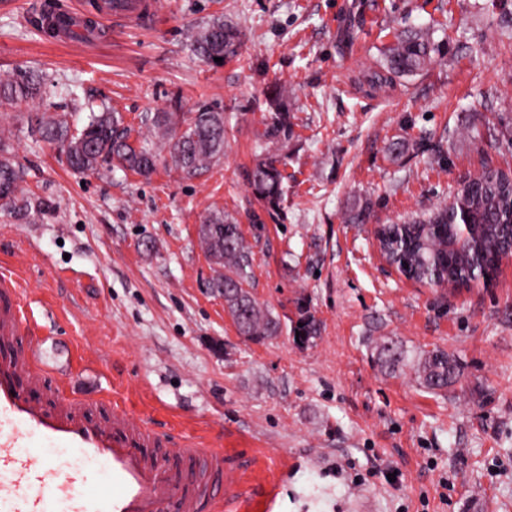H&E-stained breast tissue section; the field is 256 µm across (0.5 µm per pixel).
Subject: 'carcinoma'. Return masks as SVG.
<instances>
[{"mask_svg": "<svg viewBox=\"0 0 512 512\" xmlns=\"http://www.w3.org/2000/svg\"><path fill=\"white\" fill-rule=\"evenodd\" d=\"M192 52L207 63L220 57H234L241 43L238 25L215 16L189 32ZM437 48L426 35H402L396 39L385 62L390 74L409 75L431 61ZM40 76L33 71H19L0 79V106L36 98ZM275 107L272 123L276 131L288 135L290 116L285 102V88L270 92ZM153 135L147 136L124 125L122 117L104 109L90 116L89 122L75 131L55 118L35 117L34 130L50 144L68 145L69 167L78 173L97 169L111 162L125 172L150 178L156 171V147L171 144V159L185 177L194 178L220 164L226 147L224 112L201 107L189 117L179 112H159L151 123ZM280 160L262 152L250 174L254 195L268 208H279L287 176L279 168ZM21 171L0 145V207L8 211L37 209L32 197L18 198ZM468 211L473 226L461 237L457 224ZM200 238L214 263L224 269L216 287L224 293V302L240 335L260 342L282 332L273 315L260 308L253 296L250 268L253 253L246 245L236 220L216 209L200 225ZM376 238L385 257L407 278L445 288L450 284L467 285L476 280L489 281L497 272V261L512 246V174L485 168L463 182L453 201L431 211L423 221L411 224H383ZM294 327L299 340L306 342L319 335L320 325L309 310L301 311ZM388 366L406 360L402 350L391 343L381 346ZM419 385L429 391H446L464 376L463 368L448 351L435 347L424 352L415 365Z\"/></svg>", "mask_w": 512, "mask_h": 512, "instance_id": "1", "label": "carcinoma"}]
</instances>
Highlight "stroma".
Masks as SVG:
<instances>
[{
    "mask_svg": "<svg viewBox=\"0 0 512 512\" xmlns=\"http://www.w3.org/2000/svg\"><path fill=\"white\" fill-rule=\"evenodd\" d=\"M79 2L0 0V76L44 77L39 103L0 107L20 189L41 202L0 212V268L52 334L44 364L69 369L75 396L123 399L252 458L242 484L274 479L273 512H512V260L488 284L448 291L406 278L375 241L378 225L425 218L481 168H512V0H162L151 21L107 19L71 43L41 32L46 6ZM215 15L242 31L220 67L187 42ZM412 29L438 45L432 62L378 85L386 49ZM275 84L293 135L267 142L288 176L272 211L249 173ZM88 101L135 128L212 107L229 146L191 179L165 150L147 180L106 162L80 174L30 120L79 129ZM357 201L366 223L348 221ZM214 209L237 220L252 293L283 326L265 342L239 335L212 286L199 227ZM303 305L321 325L306 343L291 332ZM384 342L408 365L383 367ZM436 347L465 368L441 393L410 365Z\"/></svg>",
    "mask_w": 512,
    "mask_h": 512,
    "instance_id": "stroma-1",
    "label": "stroma"
}]
</instances>
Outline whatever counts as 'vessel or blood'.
<instances>
[{
    "instance_id": "obj_1",
    "label": "vessel or blood",
    "mask_w": 512,
    "mask_h": 512,
    "mask_svg": "<svg viewBox=\"0 0 512 512\" xmlns=\"http://www.w3.org/2000/svg\"><path fill=\"white\" fill-rule=\"evenodd\" d=\"M156 0H98L100 17L135 19ZM15 276L0 272V512H270L275 483L251 494L221 445L156 428L123 402L111 423L59 392L47 406L48 375L31 340Z\"/></svg>"
}]
</instances>
